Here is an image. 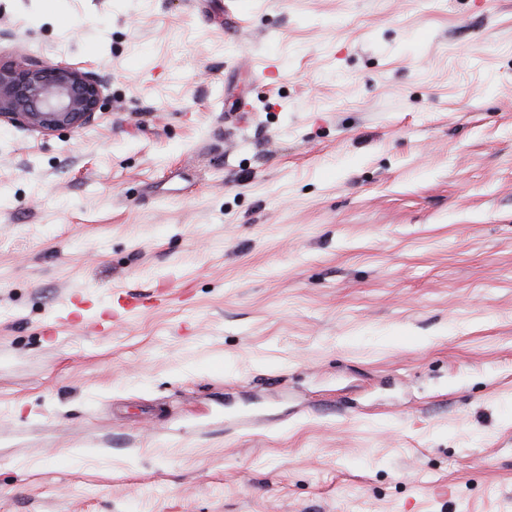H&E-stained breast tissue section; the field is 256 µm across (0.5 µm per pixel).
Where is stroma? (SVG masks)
Returning <instances> with one entry per match:
<instances>
[{
	"label": "stroma",
	"mask_w": 512,
	"mask_h": 512,
	"mask_svg": "<svg viewBox=\"0 0 512 512\" xmlns=\"http://www.w3.org/2000/svg\"><path fill=\"white\" fill-rule=\"evenodd\" d=\"M21 55L103 103L0 123V512H512V0H0Z\"/></svg>",
	"instance_id": "35a3bbf8"
}]
</instances>
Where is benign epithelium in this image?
Wrapping results in <instances>:
<instances>
[{"mask_svg":"<svg viewBox=\"0 0 512 512\" xmlns=\"http://www.w3.org/2000/svg\"><path fill=\"white\" fill-rule=\"evenodd\" d=\"M102 85L78 68L50 65L22 56L0 65V121L50 133L78 129L98 109Z\"/></svg>","mask_w":512,"mask_h":512,"instance_id":"obj_1","label":"benign epithelium"}]
</instances>
